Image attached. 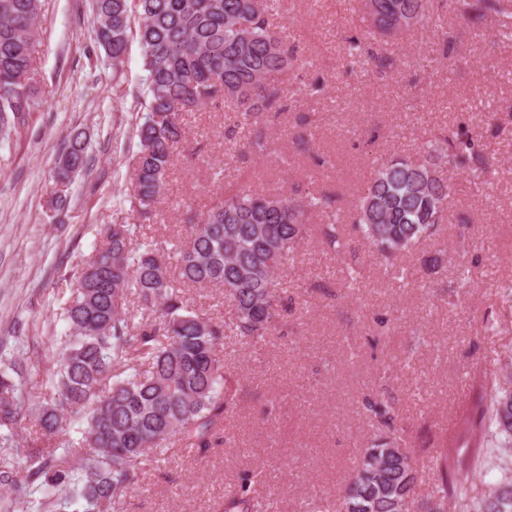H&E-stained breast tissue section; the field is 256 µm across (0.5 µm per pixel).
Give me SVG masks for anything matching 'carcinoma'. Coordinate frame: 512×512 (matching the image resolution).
<instances>
[{"mask_svg":"<svg viewBox=\"0 0 512 512\" xmlns=\"http://www.w3.org/2000/svg\"><path fill=\"white\" fill-rule=\"evenodd\" d=\"M428 0H365L371 30L349 39L362 54L376 36H397L422 21ZM280 0H92L97 47L117 67L130 37L138 39L146 72L128 216L109 226L105 240L70 275L74 292L64 311L66 331L53 340L60 358L49 394L35 402L24 393V339L0 349V445L27 467L0 465V512H121L122 498L150 454L172 440L204 455L235 402L217 348L224 340L253 343L284 334L288 299L277 271L295 259L314 215L321 241L348 272L349 288L361 269L348 262L352 239L339 223L338 197L323 192L260 195L245 184L215 200L186 238L139 241L151 220L185 138L182 114L224 104L234 111L224 131L242 156L269 155L267 122L282 109L288 74L311 66L272 27ZM40 0H0V135L9 136L34 111ZM461 12L478 22L498 21L512 37V0H462ZM422 159H378L354 205L363 242L406 279L399 257L446 223L454 187L437 174L448 160L487 185V163L473 133L458 129L419 148ZM88 164L82 133L69 136L55 169L66 186ZM177 269L172 276L171 269ZM221 288L232 303L229 319L208 318L184 302L186 288ZM137 300L141 312L127 307ZM487 418L495 448H512V389L499 388ZM41 437L15 442L29 423ZM445 455L435 462L426 512H512V469L482 498L467 499L448 480ZM261 471H244L224 512H270L252 496ZM417 467L398 436H379L349 473L339 503L318 498L310 512H410Z\"/></svg>","mask_w":512,"mask_h":512,"instance_id":"cac0c4a2","label":"carcinoma"}]
</instances>
